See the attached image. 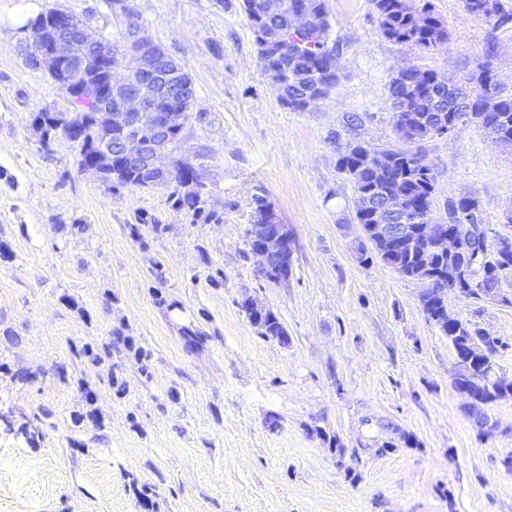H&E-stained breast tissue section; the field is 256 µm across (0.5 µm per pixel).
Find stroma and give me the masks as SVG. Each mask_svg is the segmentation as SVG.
Instances as JSON below:
<instances>
[{
	"label": "stroma",
	"mask_w": 512,
	"mask_h": 512,
	"mask_svg": "<svg viewBox=\"0 0 512 512\" xmlns=\"http://www.w3.org/2000/svg\"><path fill=\"white\" fill-rule=\"evenodd\" d=\"M325 3L330 35L345 44L340 80L294 112L261 68L242 0H0V240L13 251L0 261V512H512V396L488 409L494 433L465 413L421 282L362 261L354 186L337 167L349 142L400 148L387 91L400 66L462 80L490 46L512 95V24L433 0L450 39L422 52L382 37L371 0ZM32 7L66 10L120 50L136 18L185 65L196 99L182 137L201 150L207 207L223 223H193L164 187L108 190L79 170L64 137L42 145L34 113L67 110L69 98L17 52V18ZM423 151L433 221L470 197L512 238V146L468 123ZM256 195L292 237L282 283L259 278L248 256ZM501 293L452 292L447 303L500 338L498 372L510 381L512 277ZM246 296L280 318L288 345L259 335L239 306ZM184 326L206 344L186 348ZM118 327L150 352L147 365L127 353L98 366L72 355L71 343L103 342ZM91 405L103 430L74 428ZM42 408L53 418L41 436L19 433ZM386 423L413 444L382 448Z\"/></svg>",
	"instance_id": "35a3bbf8"
}]
</instances>
